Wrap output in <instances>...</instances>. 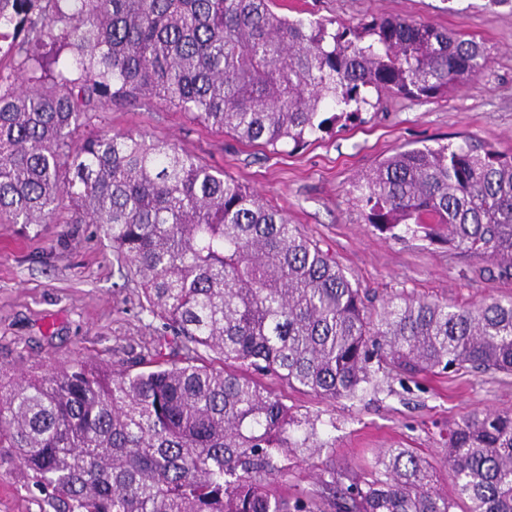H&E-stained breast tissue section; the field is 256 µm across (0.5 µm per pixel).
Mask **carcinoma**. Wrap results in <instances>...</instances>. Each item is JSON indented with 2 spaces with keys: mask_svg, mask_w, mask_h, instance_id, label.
<instances>
[{
  "mask_svg": "<svg viewBox=\"0 0 512 512\" xmlns=\"http://www.w3.org/2000/svg\"><path fill=\"white\" fill-rule=\"evenodd\" d=\"M277 0H0V223L105 228L178 356L132 372L91 361L0 381V448L54 512H316L288 496V458L324 450L260 381L321 398L379 388L388 366L512 375V298L467 307L366 303L288 215L175 143L114 132L143 100L242 142L298 148L385 94L448 97L490 62L432 23L290 19ZM363 222L476 254L512 276V152L465 138L395 152L352 185ZM435 468L384 448L362 474L329 465V512H512V411L448 428Z\"/></svg>",
  "mask_w": 512,
  "mask_h": 512,
  "instance_id": "carcinoma-1",
  "label": "carcinoma"
}]
</instances>
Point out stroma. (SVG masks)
Instances as JSON below:
<instances>
[{
    "label": "stroma",
    "mask_w": 512,
    "mask_h": 512,
    "mask_svg": "<svg viewBox=\"0 0 512 512\" xmlns=\"http://www.w3.org/2000/svg\"><path fill=\"white\" fill-rule=\"evenodd\" d=\"M291 18L356 22L398 16L431 22L483 43L488 67L441 100L389 97L363 122L339 127L293 151L245 145L185 112L137 104L106 113L115 131L171 139L284 210L292 223L332 253L373 304L395 294L467 306L512 297V277L485 259L413 236L393 239L363 223L352 183L398 149L471 138L512 150V8L487 0H278ZM136 282L122 277L112 247L95 224H0V369L9 375L62 369L79 360L138 365L145 348L170 353L162 320L142 313ZM265 387L299 416L319 419L330 447L292 464L288 492L320 494L329 464L366 469L384 448H410L436 467L438 485L454 490L441 464V431L472 410L512 411V375H387L380 391L325 400L274 377ZM0 512H53L31 476L0 453Z\"/></svg>",
    "instance_id": "1"
}]
</instances>
